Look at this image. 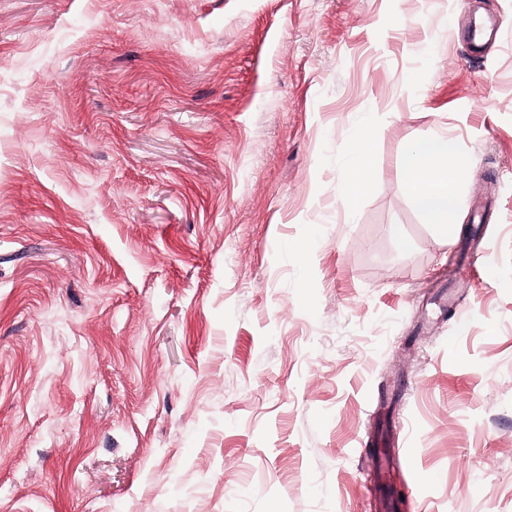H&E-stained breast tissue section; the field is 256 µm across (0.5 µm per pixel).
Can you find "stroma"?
Returning a JSON list of instances; mask_svg holds the SVG:
<instances>
[{"instance_id":"obj_1","label":"stroma","mask_w":512,"mask_h":512,"mask_svg":"<svg viewBox=\"0 0 512 512\" xmlns=\"http://www.w3.org/2000/svg\"><path fill=\"white\" fill-rule=\"evenodd\" d=\"M458 2L0 0V512H388L378 445L512 512V0ZM435 133L489 249L441 311ZM499 34L498 23L487 25L485 23H474L467 36L469 48L473 54H480L486 44L496 39ZM372 150L369 139L359 134L354 140L350 174L342 183V194L349 205H353L363 192L371 174ZM401 170L407 192L426 224L448 241L459 230L456 215L460 173L455 150L445 137L433 136L405 150Z\"/></svg>"}]
</instances>
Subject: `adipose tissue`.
I'll list each match as a JSON object with an SVG mask.
<instances>
[{
    "label": "adipose tissue",
    "instance_id": "1",
    "mask_svg": "<svg viewBox=\"0 0 512 512\" xmlns=\"http://www.w3.org/2000/svg\"><path fill=\"white\" fill-rule=\"evenodd\" d=\"M372 150L369 139L358 135L354 140L352 165L342 183L347 203H355L370 174ZM401 170L407 192L420 209L425 223L431 224L440 238L457 233L456 215L460 173L455 150L445 137L433 136L405 150Z\"/></svg>",
    "mask_w": 512,
    "mask_h": 512
}]
</instances>
